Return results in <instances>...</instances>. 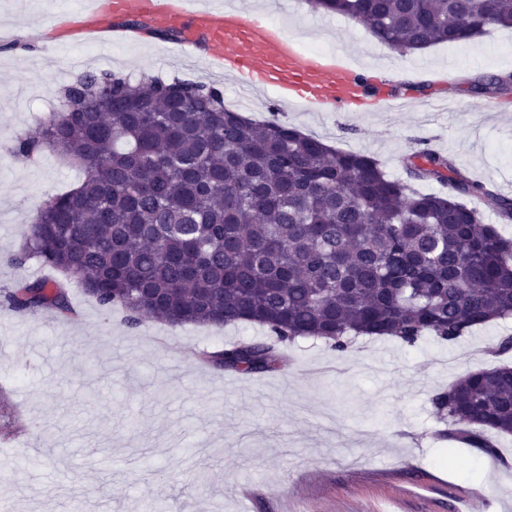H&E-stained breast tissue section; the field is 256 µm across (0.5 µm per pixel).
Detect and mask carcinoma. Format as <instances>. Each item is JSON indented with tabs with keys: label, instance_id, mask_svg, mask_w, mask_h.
I'll return each instance as SVG.
<instances>
[{
	"label": "carcinoma",
	"instance_id": "carcinoma-1",
	"mask_svg": "<svg viewBox=\"0 0 512 512\" xmlns=\"http://www.w3.org/2000/svg\"><path fill=\"white\" fill-rule=\"evenodd\" d=\"M309 4L363 23L403 53L512 28V0ZM510 83L483 76L471 89L499 93ZM63 98L14 154L48 149L84 178L41 208L13 261L77 278L101 307H122L132 326L150 317L268 332L209 354L217 369L274 373L285 359L280 345L297 337L337 351L358 336L453 343L512 317V239L470 206L482 199L512 223V198L438 152L410 154L408 180L391 179L376 158L248 118L224 105L223 90L192 79L89 71ZM412 180L443 191H414ZM4 301L15 312H72L58 280H26ZM432 403L448 442L492 455L488 433L512 434V367L470 372Z\"/></svg>",
	"mask_w": 512,
	"mask_h": 512
}]
</instances>
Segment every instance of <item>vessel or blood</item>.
<instances>
[{
  "label": "vessel or blood",
  "instance_id": "vessel-or-blood-1",
  "mask_svg": "<svg viewBox=\"0 0 512 512\" xmlns=\"http://www.w3.org/2000/svg\"><path fill=\"white\" fill-rule=\"evenodd\" d=\"M111 19H143L173 31L181 53L244 79L248 90L277 91L306 112H400L408 106L398 95L381 93L368 70L343 53L302 49L280 24L236 8L216 10L206 0H112L109 13L96 15L89 28Z\"/></svg>",
  "mask_w": 512,
  "mask_h": 512
}]
</instances>
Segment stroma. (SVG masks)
<instances>
[{
	"label": "stroma",
	"mask_w": 512,
	"mask_h": 512,
	"mask_svg": "<svg viewBox=\"0 0 512 512\" xmlns=\"http://www.w3.org/2000/svg\"><path fill=\"white\" fill-rule=\"evenodd\" d=\"M96 2L0 0V295L37 265L12 261L26 227L82 177L50 151L17 158L12 148L57 107L56 90L87 71L218 83L226 106L369 154L393 179L406 177L404 156L426 147L472 179L497 186L512 176V92L489 99L485 112L469 86L480 74L512 75V29L402 53L350 18L289 0L276 20L303 46H344L351 63L412 103L320 116L272 91L242 100L235 80L180 63L157 35L93 42L53 28L54 12L79 23ZM443 69L454 72V92L412 89ZM68 299V315L0 303V497L15 512H69L76 496L85 512H140L146 496L181 501L183 512L203 499L208 512H455L462 493L479 490L488 493L483 512H512V435L496 436L486 468L482 452L441 438L431 403L467 372L512 365V351L487 353L512 336L511 318L452 344L361 336L339 352L298 338L285 344L278 372L242 376L204 356L263 338L257 325H228L218 338L151 319L133 328L83 289L70 288Z\"/></svg>",
	"instance_id": "stroma-1"
}]
</instances>
